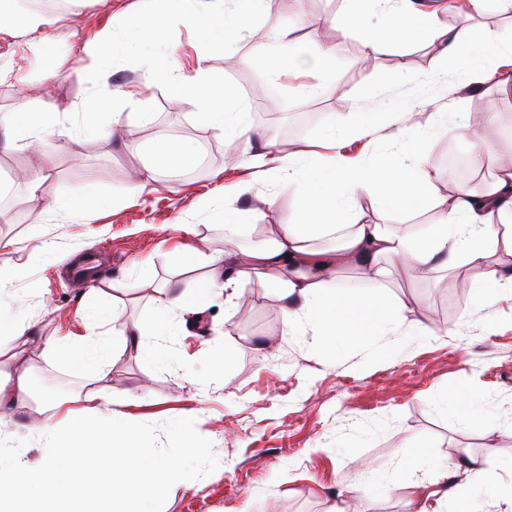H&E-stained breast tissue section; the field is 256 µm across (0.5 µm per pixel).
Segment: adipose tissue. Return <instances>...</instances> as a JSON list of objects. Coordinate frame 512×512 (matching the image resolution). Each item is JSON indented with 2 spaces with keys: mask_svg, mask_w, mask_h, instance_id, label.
<instances>
[{
  "mask_svg": "<svg viewBox=\"0 0 512 512\" xmlns=\"http://www.w3.org/2000/svg\"><path fill=\"white\" fill-rule=\"evenodd\" d=\"M373 1L376 9L370 12L366 0H341L336 16L337 25L365 32V56H372L381 42L404 44L419 36L437 45L443 58L465 63L469 82L490 79V71L469 57L472 28L441 25L435 12L424 9L420 0ZM233 3L235 20L230 23L224 17V0H161L133 13L125 31L136 41L149 42L161 51L159 58L146 66V84L168 85L177 100L203 93L207 124L220 132L233 131L247 142L252 134L249 108L238 91L202 68L184 74L167 56L172 20L193 23L201 38L220 49L243 23L268 7V0ZM284 37L279 30L264 34L266 42L281 46L272 57L275 73L287 75L306 67L323 75L330 70L334 49L287 46ZM329 125L323 151L307 161H299L284 149L276 150L270 158L262 154L249 158L254 166L270 160L278 170L287 172L296 186L298 222L277 225L269 243L258 248H245L231 239L225 240L224 250L217 256L206 257L196 248H188L191 264L209 266L210 271L200 283L195 302L184 303L175 289H156L154 303L160 315H168L180 305L193 315H201L211 291L225 290L257 276L274 285L289 329L311 327L327 345L336 346L386 333L405 311L404 305L380 294L369 295L355 286L332 287L336 270L342 265L355 268L364 280L379 282L397 264L426 272L451 270L462 264L478 285L512 293V268L489 262L499 251L512 255V156L498 164L485 190H459L450 200L442 223L432 225L422 236L402 235L362 221L355 194L371 188L382 203L399 207L414 198L434 197L431 175L415 162L408 164L391 157L375 166L337 159L328 152L337 127L357 136L373 134L375 128L361 112L346 119L331 117ZM330 233L338 234V247L320 253L308 250V240ZM45 344L77 362L93 383L104 378L112 361L111 350L88 336L69 342L49 338ZM129 396L126 390H114L106 396L94 390L85 395L79 408L56 405L55 417L37 427L47 442L37 461L27 460L24 449L1 447L0 512H147L144 503L148 491H161L181 481L182 462L195 448L196 436L192 418H185L178 449L158 465H142L148 451L138 445L141 424L118 409ZM105 403L112 405L113 411L103 429L96 415ZM78 474L95 478L96 495L80 493L73 482Z\"/></svg>",
  "mask_w": 512,
  "mask_h": 512,
  "instance_id": "obj_1",
  "label": "adipose tissue"
}]
</instances>
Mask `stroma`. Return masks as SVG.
Masks as SVG:
<instances>
[{"label":"stroma","instance_id":"obj_1","mask_svg":"<svg viewBox=\"0 0 512 512\" xmlns=\"http://www.w3.org/2000/svg\"><path fill=\"white\" fill-rule=\"evenodd\" d=\"M448 27L469 25L475 51L486 30L512 29V15H477L467 0H424ZM142 0H75L59 18H42L46 38L35 46L21 31L0 33V114L37 112L46 118L58 150L45 190L77 196L93 188L91 212L47 210L27 201L16 171L41 166L39 154L13 142L0 129V181L24 205L23 220L0 223V273L10 275L0 294V315L25 324L36 342L27 344L32 370L43 371L72 395L88 389L84 372L45 353L43 338L63 340L96 332L120 342L130 322L153 332L159 314L152 301L157 287L194 296L200 270H187L180 245L192 238L210 250L224 247L225 232L250 247L252 225L271 237L274 225L293 222L294 188L275 168L254 173L242 157L238 137L208 127L198 98L173 100L167 87H145L148 47L84 43L105 24L120 27L124 14ZM338 0H314L310 14L321 24L312 43L336 50L333 67L321 80L311 73L278 76L266 66L252 73L277 96L258 100L244 89L241 61L259 56V37L289 29L288 0H273L270 11L223 50L210 49L189 23L176 24L169 41L185 69L203 67L242 91L254 124L252 141L275 150L284 142L297 155L319 148L330 115L373 114L374 139L338 131L339 146L353 147L358 161L371 165L384 155L405 158L393 134L412 125L427 144L434 198L392 208L366 193L358 202L365 220L412 236L427 232L448 213L458 188L480 191L494 160L512 155V88L495 81L449 97V82L465 70L442 63L438 46L421 40L382 44L363 64L361 32L336 27ZM148 112L151 122L139 120ZM490 112L499 128L489 160L477 168L473 145L456 129L461 114ZM94 123L112 132L110 145L86 138ZM162 140L188 145L205 156L202 170L189 167L181 179L167 178L154 146ZM155 173L143 191L129 195L135 169ZM274 206H266V199ZM245 211L244 223L225 229L224 215ZM193 225L186 234L185 225ZM95 256L100 281H116L117 295H98L99 309H116L117 319L88 329L77 314L84 293L70 280L71 269ZM246 315L235 313L230 291L212 294L201 318L170 315V355L159 362L133 350L116 353L106 384L130 390L124 412L142 424L141 447L161 460L174 449V434L194 415L198 448L187 455L184 479L156 495L151 512H327L331 496H357L364 512H410L414 483L430 479L437 465L453 464L462 453L479 455L492 478L472 483L456 472L453 481L469 488L483 512H507L499 485L512 482V297L478 304L480 291L467 267L420 277L414 267L394 269L386 293L415 313L397 320L389 333L331 351L313 331H288L274 289L258 280L240 286ZM462 392L473 417L443 411L439 399ZM44 401L31 395L24 407L0 424L5 445L26 449L37 460L44 445L36 427L46 419Z\"/></svg>","mask_w":512,"mask_h":512}]
</instances>
